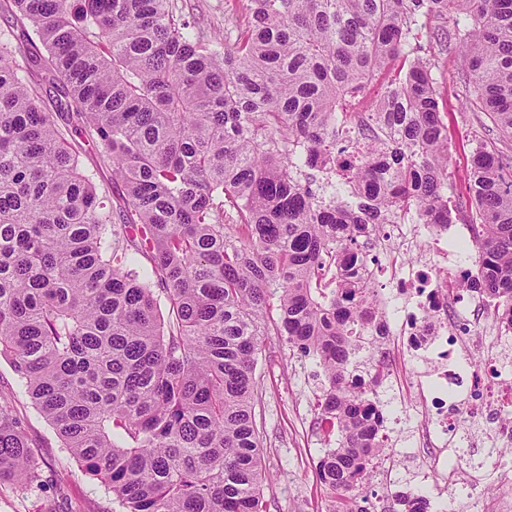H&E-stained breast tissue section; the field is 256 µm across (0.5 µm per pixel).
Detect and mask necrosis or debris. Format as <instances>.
Returning <instances> with one entry per match:
<instances>
[{"instance_id": "4bbe7bcc", "label": "necrosis or debris", "mask_w": 512, "mask_h": 512, "mask_svg": "<svg viewBox=\"0 0 512 512\" xmlns=\"http://www.w3.org/2000/svg\"><path fill=\"white\" fill-rule=\"evenodd\" d=\"M467 225L393 224L388 231L369 232L380 252L364 260L357 276L362 283L387 277L389 289L364 325L365 343L382 341L386 353L385 377L397 378L402 389H414L416 413L422 417L418 441L426 453L424 473H448V429L464 409L481 406L496 413L500 426L484 450L493 460L499 447L512 444V386L488 387L484 376L512 370V328L491 323L483 293L450 288L448 269L453 264L449 236L467 237ZM420 244L424 258L407 265L399 261L404 247ZM481 363H474V353Z\"/></svg>"}]
</instances>
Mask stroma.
<instances>
[{"mask_svg":"<svg viewBox=\"0 0 512 512\" xmlns=\"http://www.w3.org/2000/svg\"><path fill=\"white\" fill-rule=\"evenodd\" d=\"M184 15L195 20L208 36L227 35L229 19H244L246 0H178ZM438 19L427 21L420 32L421 44L429 45L432 76L444 101V121L448 126V197L451 204L465 206L468 192L465 179L472 165L476 137L497 142L503 152L512 153L511 140H499L497 132L481 126L477 113L462 109L466 78L470 73L463 57L452 48L430 45L432 32L441 27ZM314 361L294 353L278 336L262 339L256 367L259 400L257 425L262 436L264 463L269 481L263 488L266 512H327V494L316 478L314 463L325 444L316 425V401L321 384ZM385 415L401 416L395 434L397 453L392 480L413 482L419 461L410 453L417 438L420 418L414 411V392L394 391L391 382L378 388ZM31 427L42 469H66L62 482L50 483L36 491L20 490L15 484L0 482V512H117L118 505L104 484L86 474L61 448L53 429L29 400L18 406ZM483 452L478 447H462L458 470L447 496L438 497L436 479L423 487L428 496L438 497L440 512H500L501 504H512V456L504 455L496 465L484 468L473 498L460 495L455 486L468 480Z\"/></svg>","mask_w":512,"mask_h":512,"instance_id":"1","label":"stroma"}]
</instances>
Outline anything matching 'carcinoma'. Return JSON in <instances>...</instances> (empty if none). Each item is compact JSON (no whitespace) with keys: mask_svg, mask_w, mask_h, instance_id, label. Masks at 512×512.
Wrapping results in <instances>:
<instances>
[{"mask_svg":"<svg viewBox=\"0 0 512 512\" xmlns=\"http://www.w3.org/2000/svg\"><path fill=\"white\" fill-rule=\"evenodd\" d=\"M0 18V358L19 387L0 393V480L44 483L20 393L121 512H264L273 334L324 376L327 512H367L389 448L350 379L374 297L359 237L454 223L448 126L405 47L448 23L465 109L512 139V0H247L231 48L178 0H0ZM82 140L112 163L110 205ZM467 183L479 273L459 282L512 323V155L478 142Z\"/></svg>","mask_w":512,"mask_h":512,"instance_id":"1","label":"carcinoma"}]
</instances>
